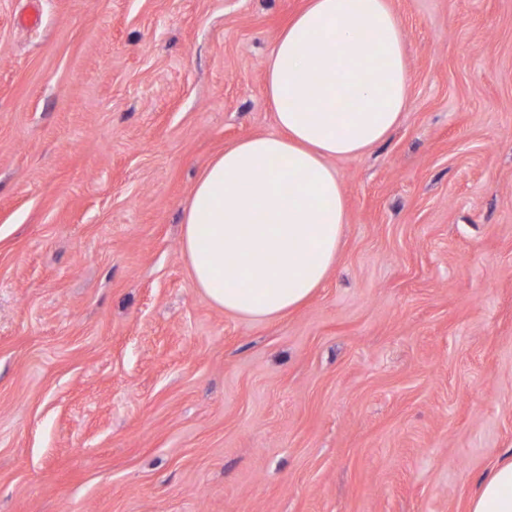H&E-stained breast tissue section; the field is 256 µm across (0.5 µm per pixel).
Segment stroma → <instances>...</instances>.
<instances>
[{"label":"stroma","mask_w":512,"mask_h":512,"mask_svg":"<svg viewBox=\"0 0 512 512\" xmlns=\"http://www.w3.org/2000/svg\"><path fill=\"white\" fill-rule=\"evenodd\" d=\"M306 0H0V512H466L512 455V0H390L401 123L256 321L181 220ZM39 6L41 22L21 14Z\"/></svg>","instance_id":"obj_1"}]
</instances>
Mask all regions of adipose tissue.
Masks as SVG:
<instances>
[{
    "label": "adipose tissue",
    "instance_id": "ef3b65f1",
    "mask_svg": "<svg viewBox=\"0 0 512 512\" xmlns=\"http://www.w3.org/2000/svg\"><path fill=\"white\" fill-rule=\"evenodd\" d=\"M410 74L388 0H307L267 59L276 132L244 137L198 177L182 255L217 307L254 320L295 310L324 285L348 221L332 161L382 141L407 109ZM466 512H512V457Z\"/></svg>",
    "mask_w": 512,
    "mask_h": 512
}]
</instances>
